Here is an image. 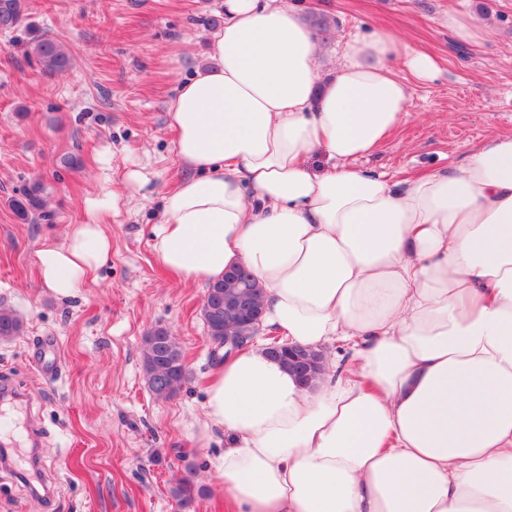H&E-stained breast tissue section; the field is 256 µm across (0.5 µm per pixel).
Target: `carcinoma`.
I'll use <instances>...</instances> for the list:
<instances>
[{
  "label": "carcinoma",
  "mask_w": 512,
  "mask_h": 512,
  "mask_svg": "<svg viewBox=\"0 0 512 512\" xmlns=\"http://www.w3.org/2000/svg\"><path fill=\"white\" fill-rule=\"evenodd\" d=\"M27 10L26 0H0V30L11 32L18 29ZM31 51L48 75L62 73L72 65L73 57L66 45L55 39L43 37L31 45ZM16 213L26 219L40 212L44 202L41 187L34 185L20 199L12 200ZM248 296L255 308H262V288L244 269L230 270L224 277L206 288L201 313L212 345V362L216 363L229 356L234 348L244 345V329L238 313L228 310L225 298L228 292ZM23 329L22 319L14 310L0 305V340L7 341ZM269 352L285 367L291 369L310 383L323 371L324 361L320 353L305 347H290L270 338ZM142 365L145 381L156 397L169 399L175 396L186 383L189 370L184 354L176 338L164 327L144 337ZM202 493V489L190 478L177 481L172 489L173 496L187 508Z\"/></svg>",
  "instance_id": "carcinoma-1"
}]
</instances>
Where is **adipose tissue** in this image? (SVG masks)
<instances>
[{"label":"adipose tissue","mask_w":512,"mask_h":512,"mask_svg":"<svg viewBox=\"0 0 512 512\" xmlns=\"http://www.w3.org/2000/svg\"><path fill=\"white\" fill-rule=\"evenodd\" d=\"M210 58L168 104L188 174L154 257L185 285L245 267L264 329L328 359L308 385L261 344L214 366L191 437L224 433L228 512H512V133L391 182L357 162L437 78L431 54L364 32L328 72L288 0H224ZM118 200L39 249L58 298L109 259Z\"/></svg>","instance_id":"adipose-tissue-1"}]
</instances>
